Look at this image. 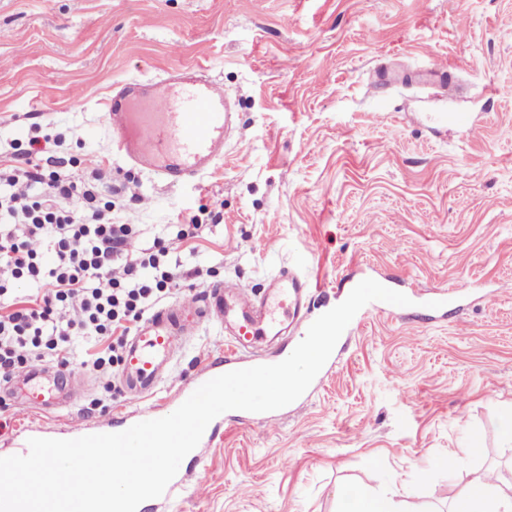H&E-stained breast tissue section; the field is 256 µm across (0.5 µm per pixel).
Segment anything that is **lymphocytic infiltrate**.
Returning a JSON list of instances; mask_svg holds the SVG:
<instances>
[{"label":"lymphocytic infiltrate","mask_w":512,"mask_h":512,"mask_svg":"<svg viewBox=\"0 0 512 512\" xmlns=\"http://www.w3.org/2000/svg\"><path fill=\"white\" fill-rule=\"evenodd\" d=\"M49 136L29 137L19 165L0 168V379L31 361L105 373L123 360L127 336L165 296L198 276L172 244L197 224L145 240L112 219L98 186L44 162ZM45 245L32 248V241ZM26 293H18L17 284Z\"/></svg>","instance_id":"obj_1"}]
</instances>
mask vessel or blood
Returning <instances> with one entry per match:
<instances>
[{
    "mask_svg": "<svg viewBox=\"0 0 512 512\" xmlns=\"http://www.w3.org/2000/svg\"><path fill=\"white\" fill-rule=\"evenodd\" d=\"M231 102V95L201 67L181 64L157 81L131 79L115 84L106 102L104 125L113 152L153 173L166 186L181 187L199 181L223 160L234 124ZM405 294L433 320L446 317L453 301L444 288L426 292L409 288ZM311 300L308 279L283 270L272 276L259 296L218 282L203 287L190 301L157 307L127 341L119 376L124 393L140 401L141 409L127 420L109 419L71 429L69 438L117 433L130 424L168 416L214 377L281 362L289 355V337L312 323ZM212 323L223 330L231 352L199 368L181 384L174 401L151 404L162 380L174 370L179 351L202 326ZM11 386L23 394L18 404L22 411L34 407L59 412L77 399L71 374L39 363L25 367ZM279 418L276 410L257 414L231 410L220 416L221 421L240 424L254 419L269 424Z\"/></svg>",
    "mask_w": 512,
    "mask_h": 512,
    "instance_id": "1",
    "label": "vessel or blood"
}]
</instances>
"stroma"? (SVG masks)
Listing matches in <instances>:
<instances>
[{
	"instance_id": "stroma-1",
	"label": "stroma",
	"mask_w": 512,
	"mask_h": 512,
	"mask_svg": "<svg viewBox=\"0 0 512 512\" xmlns=\"http://www.w3.org/2000/svg\"><path fill=\"white\" fill-rule=\"evenodd\" d=\"M447 65L460 87L374 86L373 68ZM179 64L236 92L238 132L200 186L170 188L113 155L102 133L114 84ZM500 88L501 96L489 93ZM512 0H0V165L19 132L51 134L78 179L112 181L113 215L147 237L198 219L177 249L213 282L259 292L303 266L314 311L342 303L352 269L461 299L447 319L370 315L311 399L282 423L222 427L192 491L147 512H344L364 485L403 512H448L472 483L512 480L499 435L512 409ZM130 172L126 187L117 173ZM497 284L485 303L478 290ZM217 327L185 347L175 382L222 355ZM78 402L59 430L136 406L71 365ZM0 400V457L42 424ZM481 439L480 457L467 455ZM456 455L455 471L442 468Z\"/></svg>"
}]
</instances>
